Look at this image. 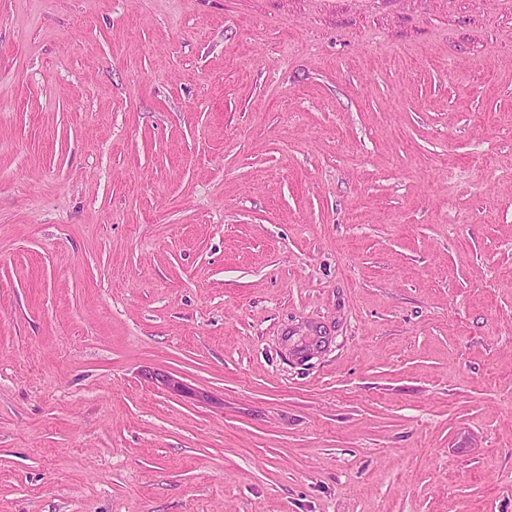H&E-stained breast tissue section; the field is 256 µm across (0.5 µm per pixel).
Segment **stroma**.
Wrapping results in <instances>:
<instances>
[{
	"label": "stroma",
	"instance_id": "1",
	"mask_svg": "<svg viewBox=\"0 0 512 512\" xmlns=\"http://www.w3.org/2000/svg\"><path fill=\"white\" fill-rule=\"evenodd\" d=\"M0 512H512V0H0Z\"/></svg>",
	"mask_w": 512,
	"mask_h": 512
}]
</instances>
